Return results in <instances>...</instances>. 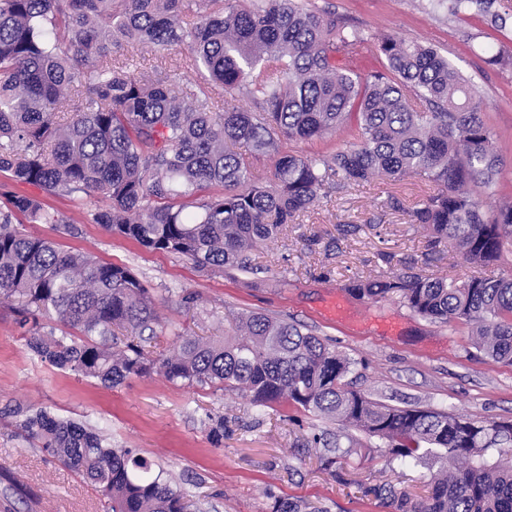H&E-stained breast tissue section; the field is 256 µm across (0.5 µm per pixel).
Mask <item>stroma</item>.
Returning <instances> with one entry per match:
<instances>
[{"instance_id": "stroma-1", "label": "stroma", "mask_w": 512, "mask_h": 512, "mask_svg": "<svg viewBox=\"0 0 512 512\" xmlns=\"http://www.w3.org/2000/svg\"><path fill=\"white\" fill-rule=\"evenodd\" d=\"M358 28L364 41L354 58L363 72L379 69L376 39L436 47L473 83L503 161L482 200L495 209L512 199V67L489 64L512 54V0H495L490 12L456 15L430 11L429 0H301ZM506 19L497 27L494 17ZM179 46L162 55L149 45L125 46L117 58L130 72L152 73L188 55ZM0 188L41 198L55 224H29L27 233L53 239L64 250L90 252L130 268L149 288L160 320L147 343L152 358L168 355L178 336L223 340L225 313L256 312L306 325L349 357L348 375L369 399L417 405L487 421L512 420V366L493 362L470 343L461 323L440 325L414 314L396 295L382 300L351 296L346 284L379 274L416 273L497 279L512 274V252L477 267L452 247L431 251L408 207L432 192L420 179L375 177L348 189H331L277 238L260 244L249 273H213L191 260L151 251L92 223L106 207L102 197L55 196L0 175ZM405 207H386L388 196ZM345 317L331 321V298ZM28 328L15 303H0V512H110L77 472L42 451L16 427V408H42L104 435L116 448H132L183 485L199 512H272L275 499L304 500L326 512H387L366 487L388 481L421 493L440 465L403 467L391 461L386 441L363 439L348 468L355 481L336 482L321 470L312 443L325 428L320 418L288 420L287 407L254 406L236 391L174 385L159 375L132 377L116 387L41 362L27 346ZM224 419L214 442L211 421Z\"/></svg>"}]
</instances>
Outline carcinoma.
<instances>
[{
    "label": "carcinoma",
    "instance_id": "carcinoma-1",
    "mask_svg": "<svg viewBox=\"0 0 512 512\" xmlns=\"http://www.w3.org/2000/svg\"><path fill=\"white\" fill-rule=\"evenodd\" d=\"M493 0H452L451 10L488 11ZM193 9L194 28L182 25ZM362 38L325 11L297 0H0V172L49 194L100 195L93 223L140 246L184 256L211 272L252 269L259 243L279 234L321 191L372 177H417L435 187L408 209L434 247L453 245L473 264L512 246V205L483 210L478 192L501 159L470 81L437 49L378 41L382 68H353ZM189 48L204 71L186 105L166 77L112 66L115 47ZM245 95L253 108L212 110L214 91ZM353 127L354 142L329 158L282 149V141ZM249 149L243 154L227 143ZM277 156L273 176L252 175V158ZM212 187L220 192L201 197ZM59 223L33 197L10 194L0 208V301L34 308L28 347L51 366L115 387L157 372L167 381L235 390L260 407L286 404L388 442L402 464L433 459L443 470L412 499L394 485L371 489L394 512H512V422L471 419L416 405L377 403L345 381L351 360L303 325L261 313L229 320L234 338L212 344L181 336L159 361L117 330L154 336L159 326L145 284L128 268L62 250L14 225ZM358 298L398 295L434 323L470 327L472 345L512 365V275L489 280L402 274L355 279ZM63 326L40 330L38 316ZM27 438L79 473L111 512H190L188 494L129 448L44 409H19ZM321 469L346 481L351 449L323 431Z\"/></svg>",
    "mask_w": 512,
    "mask_h": 512
}]
</instances>
